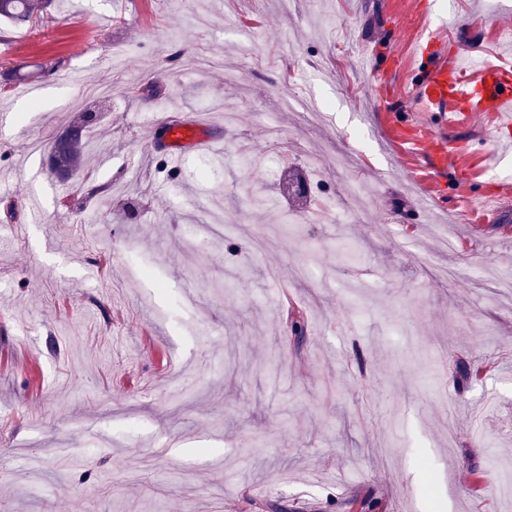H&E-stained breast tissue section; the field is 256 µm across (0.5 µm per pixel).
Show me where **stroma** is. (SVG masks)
<instances>
[{
  "label": "stroma",
  "mask_w": 512,
  "mask_h": 512,
  "mask_svg": "<svg viewBox=\"0 0 512 512\" xmlns=\"http://www.w3.org/2000/svg\"><path fill=\"white\" fill-rule=\"evenodd\" d=\"M502 2L60 0L0 28V68L59 65L0 94V512H512V144L387 107L439 12L512 55ZM97 86L89 198L31 144ZM188 112L227 139L174 165L148 140ZM448 140L473 154L429 168ZM298 145L312 200L282 190Z\"/></svg>",
  "instance_id": "1"
}]
</instances>
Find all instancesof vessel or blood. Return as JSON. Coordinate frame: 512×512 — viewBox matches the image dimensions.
<instances>
[{
	"label": "vessel or blood",
	"instance_id": "b4317fda",
	"mask_svg": "<svg viewBox=\"0 0 512 512\" xmlns=\"http://www.w3.org/2000/svg\"><path fill=\"white\" fill-rule=\"evenodd\" d=\"M468 53L467 46L448 45L435 34L420 38L414 47L418 65L411 73V93L438 110L452 128L466 126L481 113H489L498 141H510L512 63H483L469 75L462 67ZM166 136L170 141L168 156L174 161L180 159L183 148L208 150L218 142L212 126L196 118L168 122Z\"/></svg>",
	"mask_w": 512,
	"mask_h": 512
}]
</instances>
